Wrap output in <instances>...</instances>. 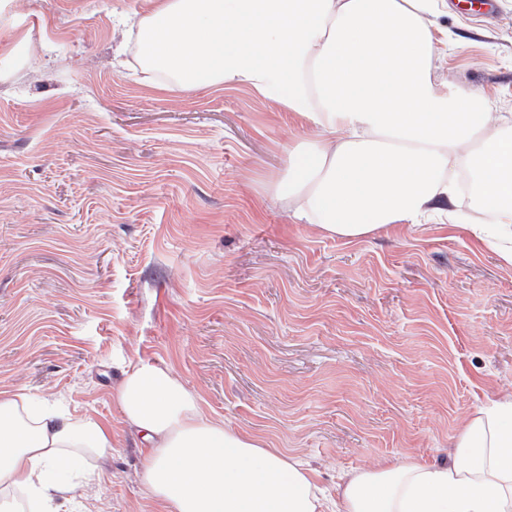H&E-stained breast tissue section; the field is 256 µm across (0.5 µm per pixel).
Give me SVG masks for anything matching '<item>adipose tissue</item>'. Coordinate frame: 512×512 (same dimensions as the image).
Returning <instances> with one entry per match:
<instances>
[{"mask_svg": "<svg viewBox=\"0 0 512 512\" xmlns=\"http://www.w3.org/2000/svg\"><path fill=\"white\" fill-rule=\"evenodd\" d=\"M437 0H153L128 21L147 83L249 88L318 130L288 151L277 187L293 217L358 239L439 214L458 222L460 168L493 216L470 233L512 265V113L432 79ZM112 399L163 512H512V397L482 406L444 464L316 473L204 413L169 369L130 363ZM112 428L34 392L0 390V512H77Z\"/></svg>", "mask_w": 512, "mask_h": 512, "instance_id": "1", "label": "adipose tissue"}]
</instances>
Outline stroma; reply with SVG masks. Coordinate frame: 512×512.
I'll list each match as a JSON object with an SVG mask.
<instances>
[{
  "label": "stroma",
  "instance_id": "35a3bbf8",
  "mask_svg": "<svg viewBox=\"0 0 512 512\" xmlns=\"http://www.w3.org/2000/svg\"><path fill=\"white\" fill-rule=\"evenodd\" d=\"M148 0H13L0 15V390L112 427L86 512H161L112 402L171 370L214 420L315 470L443 463L480 404L512 397V266L461 224L356 241L273 191L308 141L244 87L144 84L121 26ZM433 79L512 113V0H439Z\"/></svg>",
  "mask_w": 512,
  "mask_h": 512
}]
</instances>
